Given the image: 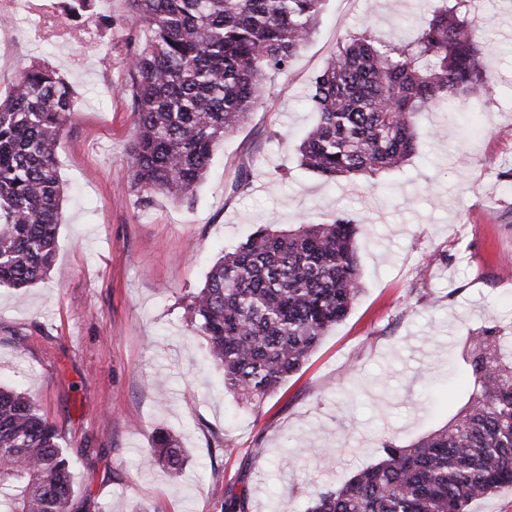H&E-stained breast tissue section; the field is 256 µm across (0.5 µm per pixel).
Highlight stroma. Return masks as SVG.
I'll list each match as a JSON object with an SVG mask.
<instances>
[{"label": "stroma", "instance_id": "35a3bbf8", "mask_svg": "<svg viewBox=\"0 0 512 512\" xmlns=\"http://www.w3.org/2000/svg\"><path fill=\"white\" fill-rule=\"evenodd\" d=\"M68 0H0V96L47 59L76 92L57 146L56 270L0 286V383L28 393L73 465L76 512H307L325 492L452 420L471 382L467 337L512 322V0H472L490 90L418 117L415 155L373 181L298 165L307 94L349 34L398 41L440 0H326L308 43L225 138L191 202L132 189L126 0H97L74 39ZM111 25H102L100 15ZM250 185L235 190L240 171ZM356 224L363 290L303 368L252 410L224 391L185 297L221 252L266 225ZM186 462L151 459L155 432Z\"/></svg>", "mask_w": 512, "mask_h": 512}]
</instances>
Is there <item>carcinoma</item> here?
Listing matches in <instances>:
<instances>
[{
	"mask_svg": "<svg viewBox=\"0 0 512 512\" xmlns=\"http://www.w3.org/2000/svg\"><path fill=\"white\" fill-rule=\"evenodd\" d=\"M145 32L129 54L132 188L149 201L192 198L215 150L261 103L267 76L288 70L325 0H127ZM465 0L429 22L401 18L413 38L353 33L316 75L318 119L299 166L326 180L370 179L417 148V118L487 92L478 33ZM95 0H70L84 31ZM71 85L48 64L25 66L0 99V286L26 288L53 270L63 187L56 157ZM356 226L336 219L259 229L224 253L187 294L192 332L205 338L224 389L259 405L297 373L361 290ZM474 389L444 427L402 446L319 497L308 512H470L512 488V346L493 326L467 339ZM156 462L180 473L179 442L154 440ZM246 491L224 492V512H248ZM0 512H74L70 459L57 429L25 393L0 386Z\"/></svg>",
	"mask_w": 512,
	"mask_h": 512,
	"instance_id": "obj_1",
	"label": "carcinoma"
}]
</instances>
